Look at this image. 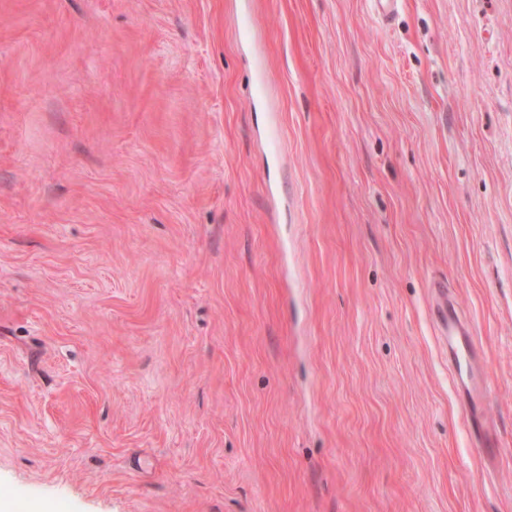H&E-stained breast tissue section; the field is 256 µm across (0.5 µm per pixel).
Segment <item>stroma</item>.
<instances>
[{"mask_svg": "<svg viewBox=\"0 0 512 512\" xmlns=\"http://www.w3.org/2000/svg\"><path fill=\"white\" fill-rule=\"evenodd\" d=\"M22 502L512 512V0H0ZM438 317L441 339L448 343V366L453 368L460 378L457 384L455 380L457 394L470 409L471 415L480 417L483 415L484 403L488 401V397L477 381L471 336L460 321L453 304L448 303V299L440 306ZM464 371L467 374L466 380L462 375Z\"/></svg>", "mask_w": 512, "mask_h": 512, "instance_id": "stroma-1", "label": "stroma"}]
</instances>
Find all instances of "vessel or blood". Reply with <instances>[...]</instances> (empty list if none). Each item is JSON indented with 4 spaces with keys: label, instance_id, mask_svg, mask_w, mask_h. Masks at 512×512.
Segmentation results:
<instances>
[{
    "label": "vessel or blood",
    "instance_id": "b4317fda",
    "mask_svg": "<svg viewBox=\"0 0 512 512\" xmlns=\"http://www.w3.org/2000/svg\"><path fill=\"white\" fill-rule=\"evenodd\" d=\"M438 322L441 338L448 345V365L460 375L456 385L457 394L472 416H482L488 397L477 381V366L469 332L450 303L441 305Z\"/></svg>",
    "mask_w": 512,
    "mask_h": 512
}]
</instances>
